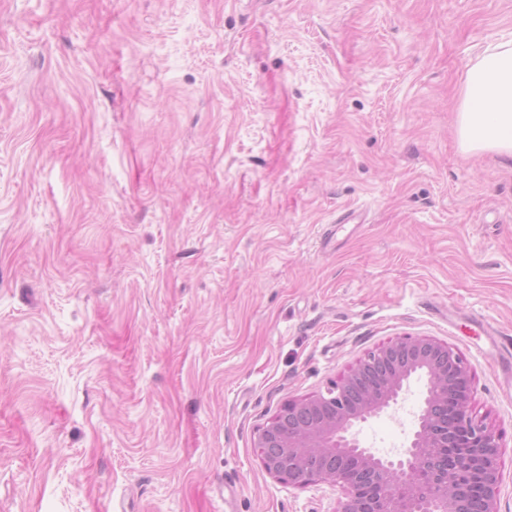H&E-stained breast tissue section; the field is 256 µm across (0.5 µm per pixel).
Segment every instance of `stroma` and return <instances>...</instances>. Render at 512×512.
<instances>
[{"instance_id":"1","label":"stroma","mask_w":512,"mask_h":512,"mask_svg":"<svg viewBox=\"0 0 512 512\" xmlns=\"http://www.w3.org/2000/svg\"><path fill=\"white\" fill-rule=\"evenodd\" d=\"M509 33L512 0H0V512H335L255 432L401 336L469 366L512 512V160L456 120Z\"/></svg>"}]
</instances>
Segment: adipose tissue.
Masks as SVG:
<instances>
[{
    "label": "adipose tissue",
    "instance_id": "obj_1",
    "mask_svg": "<svg viewBox=\"0 0 512 512\" xmlns=\"http://www.w3.org/2000/svg\"><path fill=\"white\" fill-rule=\"evenodd\" d=\"M457 122L466 151L512 158V36L468 64Z\"/></svg>",
    "mask_w": 512,
    "mask_h": 512
}]
</instances>
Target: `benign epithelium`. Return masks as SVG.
I'll return each instance as SVG.
<instances>
[{
  "instance_id": "7a95c632",
  "label": "benign epithelium",
  "mask_w": 512,
  "mask_h": 512,
  "mask_svg": "<svg viewBox=\"0 0 512 512\" xmlns=\"http://www.w3.org/2000/svg\"><path fill=\"white\" fill-rule=\"evenodd\" d=\"M426 379L408 446L395 459L361 446L354 428ZM473 378L461 355L426 336L369 352L326 393L290 400L257 429L265 471L294 487L341 489L336 512H497L499 437L472 411Z\"/></svg>"
}]
</instances>
